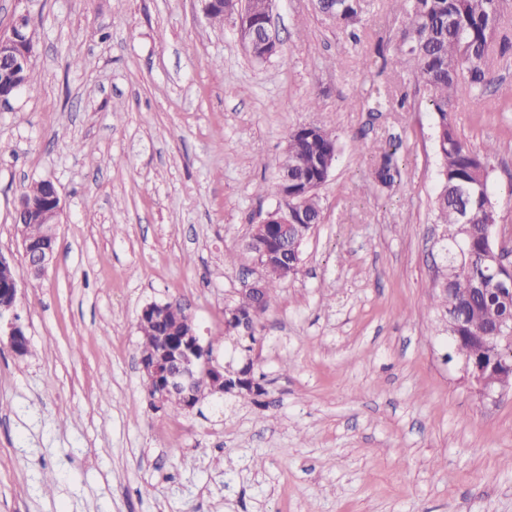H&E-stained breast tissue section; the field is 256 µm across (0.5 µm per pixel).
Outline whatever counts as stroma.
<instances>
[{
    "label": "stroma",
    "instance_id": "obj_1",
    "mask_svg": "<svg viewBox=\"0 0 512 512\" xmlns=\"http://www.w3.org/2000/svg\"><path fill=\"white\" fill-rule=\"evenodd\" d=\"M23 11L37 43L32 82L0 109V252L17 258L30 353L0 342V512H512V390L479 400L428 308L434 114L406 70L377 62L404 25L394 0H367L351 29L316 0H278L264 62L200 0H0V24ZM505 41L493 85L453 117L470 148L498 144L488 189L512 225V2ZM304 124L335 132L338 159L246 355L224 307ZM386 151L399 175L374 192ZM40 179L63 213L36 278L14 218ZM174 300L219 363L251 358L266 406L150 408L138 315Z\"/></svg>",
    "mask_w": 512,
    "mask_h": 512
}]
</instances>
